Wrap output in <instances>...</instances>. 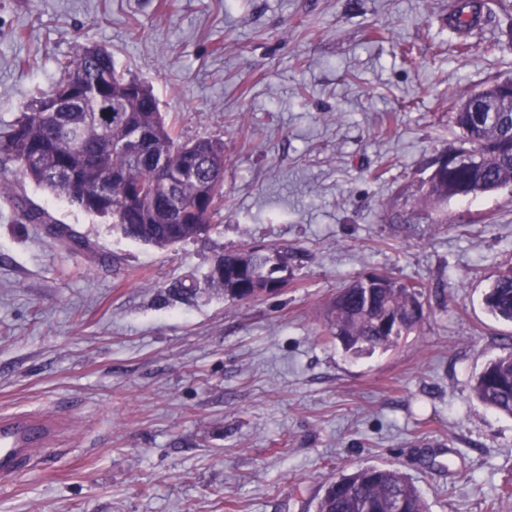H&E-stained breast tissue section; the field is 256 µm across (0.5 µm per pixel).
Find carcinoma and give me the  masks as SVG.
<instances>
[{
  "mask_svg": "<svg viewBox=\"0 0 512 512\" xmlns=\"http://www.w3.org/2000/svg\"><path fill=\"white\" fill-rule=\"evenodd\" d=\"M476 15L508 12L507 0H455ZM61 78L37 104L21 112L0 135V155L13 162L22 180L105 218L131 239L166 247L197 239L212 229L224 204V140H180L151 89L118 70L112 53L86 47L58 61ZM459 129L460 153L480 152L481 161L452 171L439 153L430 172L407 183L398 203L386 211L390 224L448 223V202L512 186V111L464 112L452 116ZM182 151L196 172L185 175L164 168L161 158ZM17 183L0 177V197L16 203L18 220L51 224L43 209L16 201ZM52 234L67 250L88 251L89 243L66 225L52 224ZM277 265L258 249L243 247L219 258L224 276L207 275L210 285L235 300L250 298L255 283L279 288L275 273L288 263L277 252ZM423 292L415 282L387 276L366 287L355 280L326 305L327 335L342 341L347 353L390 350L416 331L413 318ZM486 310L512 323V263L502 267L483 295ZM398 323L383 332L380 323ZM483 405L512 416V349L490 360L471 385ZM427 512L419 489L401 472L370 465L330 481L317 512Z\"/></svg>",
  "mask_w": 512,
  "mask_h": 512,
  "instance_id": "1",
  "label": "carcinoma"
}]
</instances>
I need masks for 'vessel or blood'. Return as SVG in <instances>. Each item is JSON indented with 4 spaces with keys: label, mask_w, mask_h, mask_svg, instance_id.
I'll return each mask as SVG.
<instances>
[{
    "label": "vessel or blood",
    "mask_w": 512,
    "mask_h": 512,
    "mask_svg": "<svg viewBox=\"0 0 512 512\" xmlns=\"http://www.w3.org/2000/svg\"><path fill=\"white\" fill-rule=\"evenodd\" d=\"M62 421L54 413H21L0 419V479L9 478L23 464L35 463L33 451L52 444Z\"/></svg>",
    "instance_id": "1"
}]
</instances>
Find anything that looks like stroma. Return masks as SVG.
<instances>
[{"label": "stroma", "instance_id": "1", "mask_svg": "<svg viewBox=\"0 0 512 512\" xmlns=\"http://www.w3.org/2000/svg\"><path fill=\"white\" fill-rule=\"evenodd\" d=\"M450 0H0V133L111 51L183 138L224 141L208 235L159 248L24 182L90 249L0 201V415L56 409L57 449L0 485V512H316L330 479L399 470L429 512H512V417L473 379L512 344L482 305L512 262V187L400 232L384 214L457 145L452 112L512 77V17L462 49ZM288 249L286 284L237 301L227 251ZM422 286L420 333L353 355L322 333L338 289ZM187 295L168 296L172 283Z\"/></svg>", "mask_w": 512, "mask_h": 512}]
</instances>
